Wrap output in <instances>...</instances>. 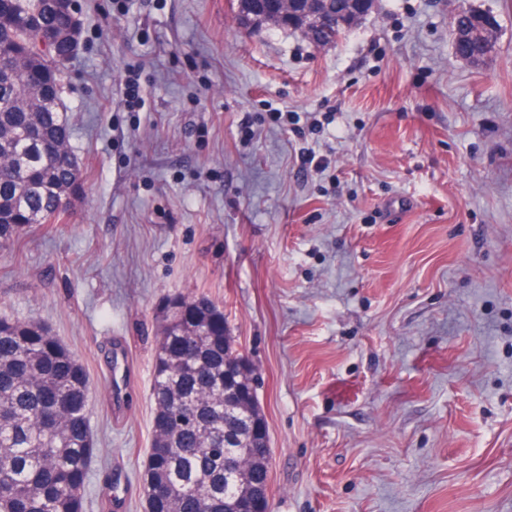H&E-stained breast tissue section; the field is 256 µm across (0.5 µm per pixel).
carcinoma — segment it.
<instances>
[{"label": "carcinoma", "mask_w": 512, "mask_h": 512, "mask_svg": "<svg viewBox=\"0 0 512 512\" xmlns=\"http://www.w3.org/2000/svg\"><path fill=\"white\" fill-rule=\"evenodd\" d=\"M0 57H14L0 75V246L51 224L69 209L82 180L73 149L62 78L71 61L63 48L51 58L39 41L67 17L40 0H0ZM342 30H316L308 38L331 44ZM496 42L461 37L455 52L480 63ZM248 358L236 346L224 309L206 295L175 296L158 330L150 398L153 428L148 451L151 512H232L244 482L263 480L266 449L251 435L265 416L250 394V367L239 387L237 438L251 456L240 478L224 479V457L240 449L224 444V358ZM90 379L80 361L43 323L0 316V509L71 512L84 507L94 456L88 417Z\"/></svg>", "instance_id": "1"}]
</instances>
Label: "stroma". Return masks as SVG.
Masks as SVG:
<instances>
[{
  "label": "stroma",
  "instance_id": "1",
  "mask_svg": "<svg viewBox=\"0 0 512 512\" xmlns=\"http://www.w3.org/2000/svg\"><path fill=\"white\" fill-rule=\"evenodd\" d=\"M74 4L83 181L0 247V316L90 377L84 512H145L161 308L201 293L257 368L273 512H512V0H469L498 24L478 65L458 0H377L327 46L240 0Z\"/></svg>",
  "mask_w": 512,
  "mask_h": 512
}]
</instances>
